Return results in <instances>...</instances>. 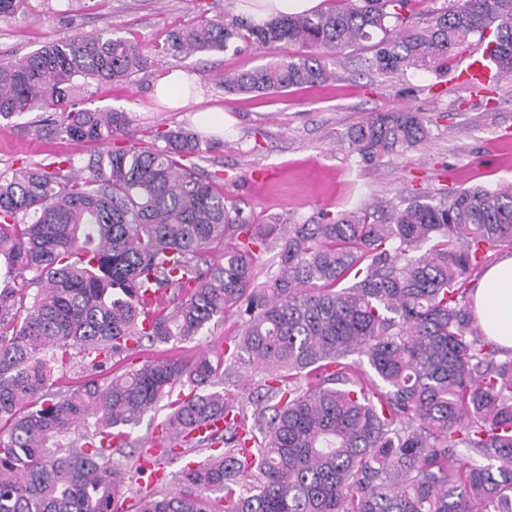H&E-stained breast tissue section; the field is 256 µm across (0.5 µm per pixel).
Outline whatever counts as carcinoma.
<instances>
[{"label": "carcinoma", "instance_id": "carcinoma-1", "mask_svg": "<svg viewBox=\"0 0 512 512\" xmlns=\"http://www.w3.org/2000/svg\"><path fill=\"white\" fill-rule=\"evenodd\" d=\"M412 2L203 16L151 55L102 32L50 39L0 63V118L39 109L37 134L124 136L127 113L80 107L79 80L251 46L276 53L224 73L227 97L327 80L329 61L366 43L369 68L404 77L446 71L485 41L495 78L512 80V0H450L418 16ZM429 137L422 113L400 110L337 140L372 163ZM156 138L80 167L68 156L0 172V512H512V349L477 324L471 287L490 252L512 247V183L254 224L218 174L180 162L202 152L197 133ZM270 252L278 271L259 282ZM228 315L242 332L214 356L134 362ZM245 355L264 371L251 423L212 390ZM75 357L80 382L64 390L57 373ZM165 397L161 433L129 439L122 428ZM216 417L222 430L193 436ZM78 425L88 431L61 442ZM189 448L211 454L167 478L160 461Z\"/></svg>", "mask_w": 512, "mask_h": 512}]
</instances>
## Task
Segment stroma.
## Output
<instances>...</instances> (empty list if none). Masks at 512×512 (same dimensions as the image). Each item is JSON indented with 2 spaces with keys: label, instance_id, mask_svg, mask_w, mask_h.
<instances>
[{
  "label": "stroma",
  "instance_id": "1",
  "mask_svg": "<svg viewBox=\"0 0 512 512\" xmlns=\"http://www.w3.org/2000/svg\"><path fill=\"white\" fill-rule=\"evenodd\" d=\"M236 0H34L32 10L0 18V62L18 61L50 38L78 32H114L152 48L168 31L200 15L236 16ZM474 46L459 54L448 72H415L403 78L367 68L369 53L348 49L334 64V80L269 95L226 99L219 78L265 62L268 52L248 49L182 59L159 58L131 79L109 86L89 85L82 104L115 109L131 120L136 145L153 144L157 131L175 126L198 129L201 108H220L226 116L223 137L202 135L204 151L188 163L200 174L218 173L224 195L250 214L253 223L304 221L319 211L338 212L372 202H398L414 190L431 193L449 187H493L512 183V81L473 88L459 74ZM173 70L198 75L207 89L203 103L170 108L154 96V84ZM409 109L429 120L430 138L416 151L365 163L336 144V136L372 113ZM36 118L27 113L0 118V171L56 155L75 160L106 151L116 142L75 143L39 137L28 130ZM240 326L234 317L215 320L196 340L159 345L141 352L144 360L171 354L193 358L219 351Z\"/></svg>",
  "mask_w": 512,
  "mask_h": 512
}]
</instances>
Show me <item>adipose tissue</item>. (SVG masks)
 I'll return each mask as SVG.
<instances>
[{"mask_svg": "<svg viewBox=\"0 0 512 512\" xmlns=\"http://www.w3.org/2000/svg\"><path fill=\"white\" fill-rule=\"evenodd\" d=\"M473 311L486 336L512 348V255L482 274L473 295Z\"/></svg>", "mask_w": 512, "mask_h": 512, "instance_id": "adipose-tissue-1", "label": "adipose tissue"}]
</instances>
